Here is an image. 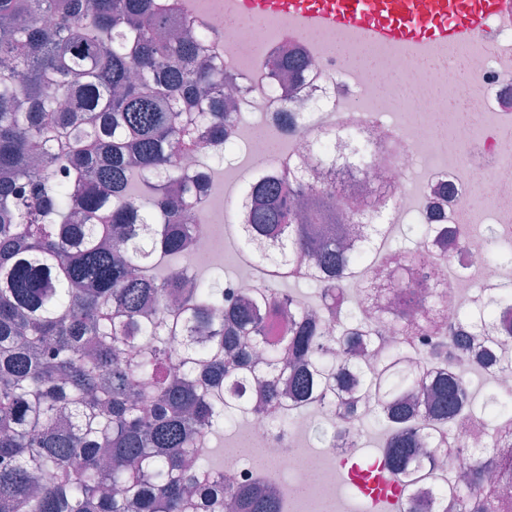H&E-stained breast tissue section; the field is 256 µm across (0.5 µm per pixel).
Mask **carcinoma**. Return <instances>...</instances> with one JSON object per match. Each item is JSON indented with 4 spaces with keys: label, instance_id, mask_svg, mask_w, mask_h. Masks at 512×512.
Returning <instances> with one entry per match:
<instances>
[{
    "label": "carcinoma",
    "instance_id": "cac0c4a2",
    "mask_svg": "<svg viewBox=\"0 0 512 512\" xmlns=\"http://www.w3.org/2000/svg\"><path fill=\"white\" fill-rule=\"evenodd\" d=\"M199 42L157 0H0V512H225L228 500L235 512H280L271 485L227 494L212 484L220 468L195 441L237 426L258 392L276 402L283 377L298 408L320 392L340 407L361 393L387 427L386 461L402 484L424 475L426 449L461 447L467 415L502 421L498 441H512V392L470 390L468 363L449 343L465 323L483 369L512 372L494 360L507 337L496 302L447 322L436 280L423 325L407 303L396 316L347 304V280L366 301L381 290L367 268L393 225L374 220L371 200L354 203L366 244L347 250L333 206L343 182L317 187L307 168L259 171L237 202L251 259L317 289L329 328L306 300L281 310L276 288L235 297L217 269L187 274L188 220L205 180L167 188L199 134L222 144L232 119L224 71ZM310 67L271 60L282 82ZM336 142L343 166L358 168L359 133L340 128ZM302 187L317 208L285 204ZM430 232L458 246L444 224L413 226L414 246L391 259L398 277L447 261L426 251ZM386 328L413 356L383 345ZM354 345L374 362L347 356ZM422 389L433 396L425 409L411 399ZM312 432L327 448L340 430L327 420ZM493 448L483 456L494 479L474 469L447 486L465 512H505L512 456Z\"/></svg>",
    "mask_w": 512,
    "mask_h": 512
}]
</instances>
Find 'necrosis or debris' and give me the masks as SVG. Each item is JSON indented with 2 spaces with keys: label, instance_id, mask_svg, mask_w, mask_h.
I'll return each mask as SVG.
<instances>
[{
  "label": "necrosis or debris",
  "instance_id": "4bbe7bcc",
  "mask_svg": "<svg viewBox=\"0 0 512 512\" xmlns=\"http://www.w3.org/2000/svg\"><path fill=\"white\" fill-rule=\"evenodd\" d=\"M224 5L225 0H199L182 17L207 31L202 47L221 65L224 86L236 96L227 149L245 146L253 170L271 166L265 143L245 138L244 130L252 113H263L269 126L280 107L288 106L300 123L284 136L285 157L311 167L315 180L324 182L328 173L314 167L313 157L335 153L334 131L351 127L370 136L372 145L349 197L365 196L381 177L393 193L389 223L402 215L427 228L453 225L459 246L441 270L448 313L457 312L459 298L475 303L492 293L507 302L505 318L512 324V281L501 266L482 262L472 234L475 225H495L512 248V28L499 29L491 41L475 37L463 49L370 50L357 33L339 42L325 31L310 30L284 40L276 35V21L266 24L258 41L232 23ZM275 50L310 58L313 69L301 87L270 85L264 64ZM367 52L384 61L383 70L374 73L354 64V57ZM396 73L405 79L407 93L389 87ZM241 429L272 450L285 493L299 483L319 494L335 490L349 458L362 452L355 428L312 462L295 447L304 425L283 427L260 412L247 415Z\"/></svg>",
  "mask_w": 512,
  "mask_h": 512
}]
</instances>
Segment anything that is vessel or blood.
I'll use <instances>...</instances> for the list:
<instances>
[{"label": "vessel or blood", "instance_id": "1", "mask_svg": "<svg viewBox=\"0 0 512 512\" xmlns=\"http://www.w3.org/2000/svg\"><path fill=\"white\" fill-rule=\"evenodd\" d=\"M235 16L248 27L266 20H288L300 31L320 29L336 35L360 32L367 45H468L490 22L512 27V0H233ZM389 467L368 483L374 512H398L399 492Z\"/></svg>", "mask_w": 512, "mask_h": 512}]
</instances>
